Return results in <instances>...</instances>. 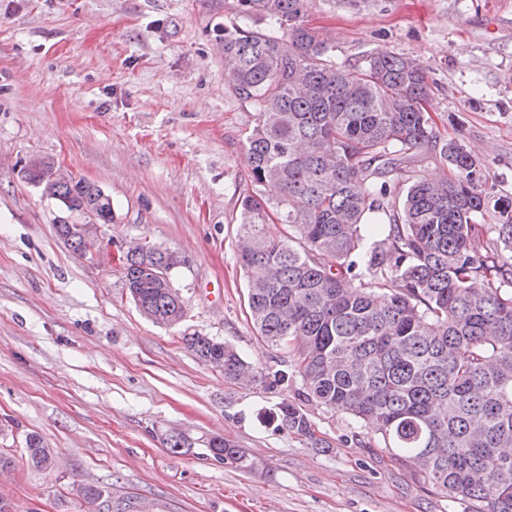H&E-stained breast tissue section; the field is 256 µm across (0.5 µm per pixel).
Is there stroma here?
<instances>
[{"instance_id":"stroma-1","label":"stroma","mask_w":512,"mask_h":512,"mask_svg":"<svg viewBox=\"0 0 512 512\" xmlns=\"http://www.w3.org/2000/svg\"><path fill=\"white\" fill-rule=\"evenodd\" d=\"M237 0H0V496L17 512H78L98 484L165 512H465L422 488L380 435L314 401L287 351L261 340L239 263L246 135L255 107L232 92L224 25ZM306 18L337 64L379 49L420 59L442 135L483 164L489 200H512V0H312ZM32 158L112 198L107 256L79 258L55 235L65 210L22 179ZM179 252L175 326L129 299L133 242ZM199 333L289 374L276 392L225 381L187 348ZM299 403L305 438L267 413ZM56 452L30 468L27 433ZM180 433L195 446L172 454ZM221 436L263 461L248 473L204 454Z\"/></svg>"}]
</instances>
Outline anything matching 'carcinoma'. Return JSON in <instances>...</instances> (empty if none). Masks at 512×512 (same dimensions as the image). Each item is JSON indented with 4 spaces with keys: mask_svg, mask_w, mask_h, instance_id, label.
<instances>
[{
    "mask_svg": "<svg viewBox=\"0 0 512 512\" xmlns=\"http://www.w3.org/2000/svg\"><path fill=\"white\" fill-rule=\"evenodd\" d=\"M306 2L237 0V18L224 25L233 92L256 108L239 215L250 319L292 355L300 396L364 421L418 482L468 512H512V201L487 223L482 164L436 131L420 59L379 49L338 66L305 23ZM428 153L447 173L413 179L384 209L391 184ZM267 184L280 187L278 199L264 197ZM56 193L73 210L94 206L98 190L73 178ZM380 211L385 238L365 254L372 282L358 284L361 226ZM274 219L291 229L287 238L267 234ZM172 255L147 242L122 261L129 298L161 325L185 315ZM184 341L230 382L273 392L287 377L223 340ZM271 415L313 437L298 405L284 399ZM164 441L175 454L192 448L180 433ZM204 447L218 463L260 468L222 438ZM25 458L44 471L53 452L29 433ZM78 498L80 512H137L138 500L96 484Z\"/></svg>",
    "mask_w": 512,
    "mask_h": 512,
    "instance_id": "cac0c4a2",
    "label": "carcinoma"
}]
</instances>
